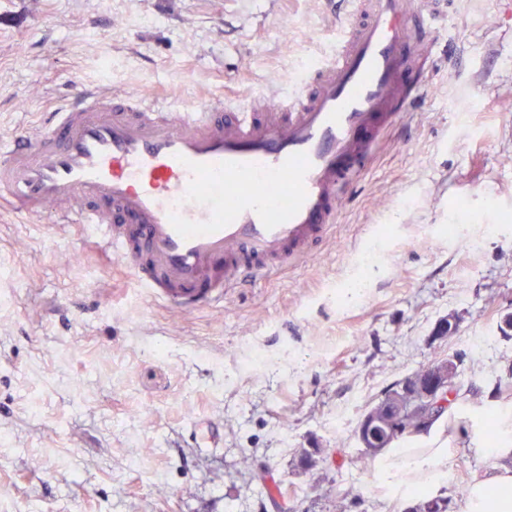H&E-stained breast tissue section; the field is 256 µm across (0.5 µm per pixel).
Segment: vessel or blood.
<instances>
[{
	"label": "vessel or blood",
	"mask_w": 512,
	"mask_h": 512,
	"mask_svg": "<svg viewBox=\"0 0 512 512\" xmlns=\"http://www.w3.org/2000/svg\"><path fill=\"white\" fill-rule=\"evenodd\" d=\"M333 54L246 108L171 105L73 82L36 135L0 145V194L91 227L136 287L180 311L223 303L330 238L340 202L403 108L440 0H352Z\"/></svg>",
	"instance_id": "b4317fda"
}]
</instances>
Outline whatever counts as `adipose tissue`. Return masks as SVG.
<instances>
[{"mask_svg": "<svg viewBox=\"0 0 512 512\" xmlns=\"http://www.w3.org/2000/svg\"><path fill=\"white\" fill-rule=\"evenodd\" d=\"M414 446L398 444L378 456L374 463L380 484L392 487L404 502L421 492L439 494L448 475L451 440L443 421H435L417 436ZM463 512H512V467L474 480Z\"/></svg>", "mask_w": 512, "mask_h": 512, "instance_id": "ef3b65f1", "label": "adipose tissue"}]
</instances>
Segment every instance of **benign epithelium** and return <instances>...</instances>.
Returning <instances> with one entry per match:
<instances>
[{
  "label": "benign epithelium",
  "mask_w": 512,
  "mask_h": 512,
  "mask_svg": "<svg viewBox=\"0 0 512 512\" xmlns=\"http://www.w3.org/2000/svg\"><path fill=\"white\" fill-rule=\"evenodd\" d=\"M450 371L448 359L431 363L400 384L396 401L409 403V410L417 412L419 420H425L433 409L444 404V399L451 395ZM378 427L383 428L390 438L400 437L406 432L404 416L393 408L390 400L380 401L363 415L358 427V441L362 449L374 451L376 441L371 434Z\"/></svg>",
  "instance_id": "1"
}]
</instances>
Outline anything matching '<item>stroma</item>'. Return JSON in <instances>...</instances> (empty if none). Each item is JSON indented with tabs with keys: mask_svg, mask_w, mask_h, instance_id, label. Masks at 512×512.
<instances>
[{
	"mask_svg": "<svg viewBox=\"0 0 512 512\" xmlns=\"http://www.w3.org/2000/svg\"><path fill=\"white\" fill-rule=\"evenodd\" d=\"M335 24L330 0H0V144L38 133L76 78L169 104L288 93ZM446 27L335 236L221 306L148 304L81 226L0 210V512H279L260 469L288 512H404L355 432L446 357L467 400L448 429L472 441L443 489L461 512L500 464L490 402L512 404V0H448ZM368 251L378 271L347 297ZM305 448L327 461L302 470Z\"/></svg>",
	"mask_w": 512,
	"mask_h": 512,
	"instance_id": "1",
	"label": "stroma"
}]
</instances>
